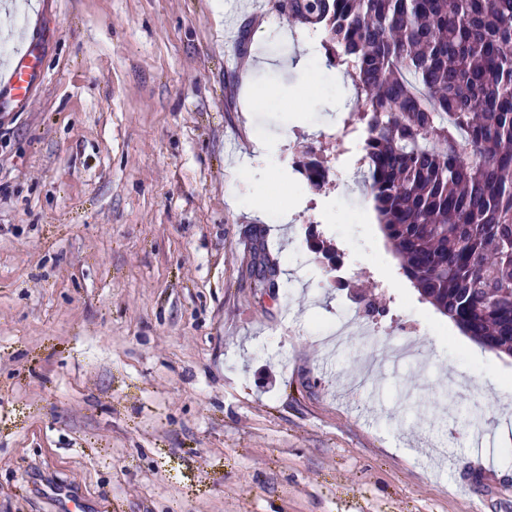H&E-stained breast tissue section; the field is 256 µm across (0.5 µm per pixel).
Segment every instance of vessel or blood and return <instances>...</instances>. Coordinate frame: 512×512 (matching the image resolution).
I'll use <instances>...</instances> for the list:
<instances>
[{
	"label": "vessel or blood",
	"mask_w": 512,
	"mask_h": 512,
	"mask_svg": "<svg viewBox=\"0 0 512 512\" xmlns=\"http://www.w3.org/2000/svg\"><path fill=\"white\" fill-rule=\"evenodd\" d=\"M44 39L36 37L17 52L11 65L0 75V104L22 110L29 103L41 80Z\"/></svg>",
	"instance_id": "1"
}]
</instances>
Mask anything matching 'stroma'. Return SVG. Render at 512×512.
I'll list each match as a JSON object with an SVG mask.
<instances>
[{"label":"stroma","mask_w":512,"mask_h":512,"mask_svg":"<svg viewBox=\"0 0 512 512\" xmlns=\"http://www.w3.org/2000/svg\"><path fill=\"white\" fill-rule=\"evenodd\" d=\"M42 30L40 86L0 112V512H512V357L356 222L354 91L292 65L301 24L274 0H0V69ZM260 140L285 224L227 196ZM352 300L369 320L329 348ZM302 173L314 187H320L329 178V169L321 158L313 155L302 164Z\"/></svg>","instance_id":"1"}]
</instances>
